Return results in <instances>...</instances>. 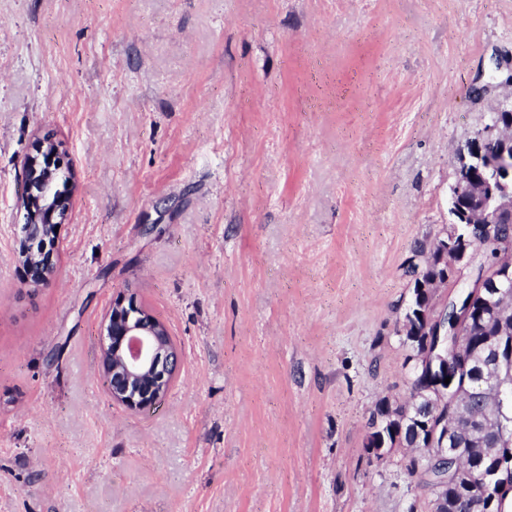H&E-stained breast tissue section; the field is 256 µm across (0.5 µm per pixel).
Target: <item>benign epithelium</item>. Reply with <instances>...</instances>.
Masks as SVG:
<instances>
[{
  "label": "benign epithelium",
  "instance_id": "obj_1",
  "mask_svg": "<svg viewBox=\"0 0 512 512\" xmlns=\"http://www.w3.org/2000/svg\"><path fill=\"white\" fill-rule=\"evenodd\" d=\"M498 140L502 147L489 153L484 145ZM57 145L50 139L37 144L28 156L22 178L26 188L23 207L26 223L19 225L18 252L26 269L27 280L40 286L54 275L52 249L58 241L55 228L67 221L69 197L54 189L58 166L54 160ZM460 163L450 188V211L463 221L480 225L499 224L505 216L512 218V137L505 135L499 121L485 127L484 135L459 155ZM475 196L479 206L460 211L459 202ZM512 279V253L493 267L482 270L476 287H492ZM432 335L437 337L427 362L441 363L448 357V307L433 308L429 318ZM102 367L112 398L130 409L151 405L167 393L177 366V352L166 326L132 296L119 295L112 300L103 328ZM488 364L496 368L495 376L486 380L493 394L483 398L485 411L497 414L505 397L512 391V334L495 337L488 354ZM432 440L440 442L438 452L448 458H466L469 452L449 444L456 435L441 421L433 425Z\"/></svg>",
  "mask_w": 512,
  "mask_h": 512
}]
</instances>
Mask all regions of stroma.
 Segmentation results:
<instances>
[{"instance_id": "stroma-1", "label": "stroma", "mask_w": 512, "mask_h": 512, "mask_svg": "<svg viewBox=\"0 0 512 512\" xmlns=\"http://www.w3.org/2000/svg\"><path fill=\"white\" fill-rule=\"evenodd\" d=\"M495 56L512 0H0V512H431L368 419ZM46 138L71 211L32 287ZM120 294L179 353L150 410L102 372ZM57 153L54 141L45 139L37 144L35 153L28 156L23 166L26 223L18 225V252L27 280L33 286L49 282L54 275L52 249L70 210L69 197L54 189L59 169L54 163Z\"/></svg>"}]
</instances>
